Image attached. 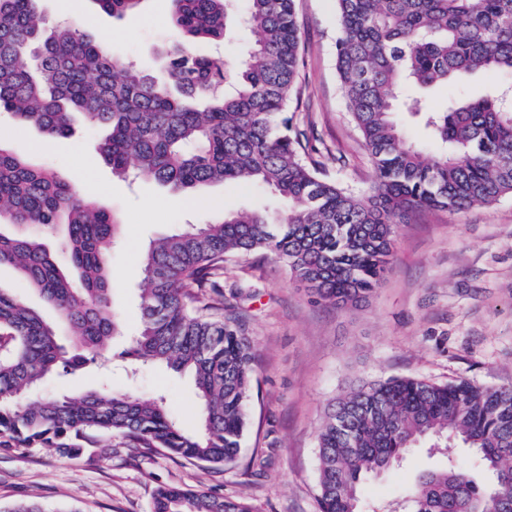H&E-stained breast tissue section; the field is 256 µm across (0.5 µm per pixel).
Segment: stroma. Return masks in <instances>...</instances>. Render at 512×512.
<instances>
[{
    "label": "stroma",
    "mask_w": 512,
    "mask_h": 512,
    "mask_svg": "<svg viewBox=\"0 0 512 512\" xmlns=\"http://www.w3.org/2000/svg\"><path fill=\"white\" fill-rule=\"evenodd\" d=\"M40 9L49 26L74 23L115 57L158 78L165 74V50L181 39L170 22V0H143L136 16L122 19L96 0H40ZM296 12L304 67L291 123L313 138L328 179L367 191L374 171L338 89L334 0H296ZM104 135L78 120L70 136L52 138L0 115L1 143L56 166L122 226L111 270L123 329L112 340L111 364L53 376L37 393L60 397L108 385L161 396L181 427L194 432L191 379L159 365L133 367L124 356L140 326V257L181 225L207 223L225 210L285 205L254 187L177 194L152 181L123 180L99 153ZM224 310L238 317L255 346L251 421L232 469L161 450L87 448L71 456L52 448H0V504L36 500L48 512H150L155 489L170 485L241 497L253 512H317V434L329 402L343 390L388 377L512 384V196L456 214L411 217L399 228L391 274L358 306L318 303L282 264L250 258L227 262ZM442 460L422 446L366 479L361 512L399 503L417 474Z\"/></svg>",
    "instance_id": "1"
}]
</instances>
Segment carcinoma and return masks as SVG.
I'll list each match as a JSON object with an SVG mask.
<instances>
[{"mask_svg":"<svg viewBox=\"0 0 512 512\" xmlns=\"http://www.w3.org/2000/svg\"><path fill=\"white\" fill-rule=\"evenodd\" d=\"M118 17L142 0H97ZM238 0H171L184 41L166 54L159 81L71 25L45 29L39 0H0V112L48 136H66L73 113L108 136L112 172L174 191L212 183L267 189L285 213L230 211L152 243L142 260L141 326L128 356L192 375L200 432L187 434L164 398L100 388L79 397L28 400L57 369L105 357L121 328L111 300L110 255L120 225L84 202L53 169L0 145V268L54 307L72 349L52 324L0 287V447L156 448L232 467L250 422L254 345L224 312V263L262 256L283 264L318 301H365L393 268L398 225L419 212L457 213L512 196V103L496 85L478 98L433 106L425 92L487 71L512 76V0H335L339 91L374 169L366 193L323 177L312 141L289 111L303 67L295 0H246L255 36L233 66L194 43L222 40ZM424 116L432 147L410 139L395 114L398 92ZM12 226L59 229L74 284L49 248ZM450 439L473 449L487 482L449 459L421 473L399 512H501L512 504V385L461 380L363 381L330 404L317 441L319 512H359L363 480L420 444ZM151 512H252L242 498L162 486Z\"/></svg>","mask_w":512,"mask_h":512,"instance_id":"carcinoma-1","label":"carcinoma"}]
</instances>
